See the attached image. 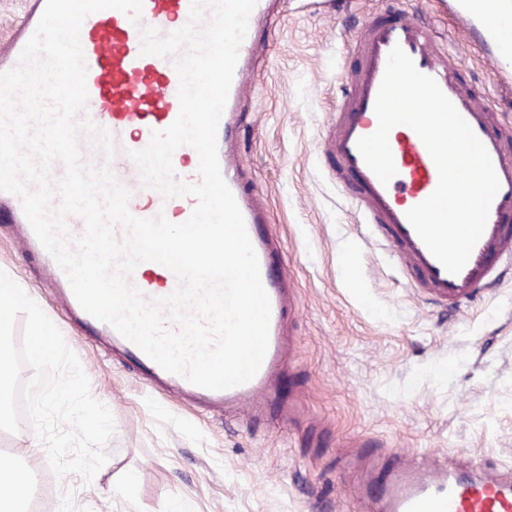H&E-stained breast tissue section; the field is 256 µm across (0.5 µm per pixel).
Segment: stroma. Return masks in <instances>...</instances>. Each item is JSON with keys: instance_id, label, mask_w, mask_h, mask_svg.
I'll use <instances>...</instances> for the list:
<instances>
[{"instance_id": "obj_1", "label": "stroma", "mask_w": 512, "mask_h": 512, "mask_svg": "<svg viewBox=\"0 0 512 512\" xmlns=\"http://www.w3.org/2000/svg\"><path fill=\"white\" fill-rule=\"evenodd\" d=\"M261 21L263 70L243 96L240 155L281 237L295 280L296 389L318 432L186 407L159 395L107 345L71 327L52 279L0 224V270L28 290L76 353L94 398L115 421L106 464L90 484L52 480L42 512H338L355 474L337 468L359 437L408 455L512 469V282L453 313L406 288L382 242L336 188L321 143L343 78L358 67L352 36L388 0H350L317 14L310 0H276ZM426 18L464 77L512 117V85L487 65L452 15L433 0H396ZM14 472L49 473L33 426L0 432ZM133 481L132 493L121 490Z\"/></svg>"}]
</instances>
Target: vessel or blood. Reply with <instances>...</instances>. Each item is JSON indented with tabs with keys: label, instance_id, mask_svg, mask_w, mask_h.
<instances>
[{
	"label": "vessel or blood",
	"instance_id": "1",
	"mask_svg": "<svg viewBox=\"0 0 512 512\" xmlns=\"http://www.w3.org/2000/svg\"><path fill=\"white\" fill-rule=\"evenodd\" d=\"M270 4L271 0H257L249 16L217 131L221 173L243 214L271 303L268 350L250 381L213 391L166 372L111 325L95 319L80 306L66 275L35 235L19 198L2 191L0 223L21 227L25 240L60 287L70 316L84 330L109 338L113 348L154 389L198 408L227 414L244 412L255 422L264 421L273 408L282 419L298 422L305 409L284 395L282 378L295 345L288 323L299 306V296L286 276L285 255L249 185L248 171L233 152L245 135L240 106L242 82L245 75L258 69L254 54L258 21L267 15ZM45 6L46 0H25L22 19L7 37L0 38V72L17 65ZM190 7L191 0H143L141 24H134L120 11L106 9L89 15L81 27L88 91L81 116L111 134L115 152L109 166L116 181L130 190L128 208L139 218L161 214L171 222L182 223L198 204L192 196L167 199L158 191L143 187L130 157L131 152L149 144L152 131L167 128L179 114L178 74L170 60L141 55L139 27L144 24L163 35L172 33L187 24ZM454 12L459 24L470 33L473 45L486 58L491 77L497 81L511 78L512 0H462ZM354 41L359 66L346 82L325 149L333 160L336 181L354 198L363 224L376 239L386 243L406 269L410 287L436 305L460 308L475 301L484 290L500 286L507 266L512 264V123L506 122L497 108L462 79L456 57L439 49L438 33L419 16L398 8L369 15ZM397 45L420 72L436 80L452 101L486 147L499 179L500 188L486 228L466 266L455 275L430 253L406 219L407 211L424 201L438 183L436 166L420 137L404 125L390 131L388 140L397 173L386 184L369 169L357 149L358 139L378 127L374 103L388 55ZM172 163L181 180L199 182V156L194 148H178ZM131 282L149 297L167 296L177 286L174 273L152 261L138 265ZM389 457L390 466L377 472L371 463L362 465L364 472L374 473L377 479L378 495L369 505L371 512H512V471L474 477L454 467L409 460L399 450L391 451Z\"/></svg>",
	"mask_w": 512,
	"mask_h": 512
}]
</instances>
